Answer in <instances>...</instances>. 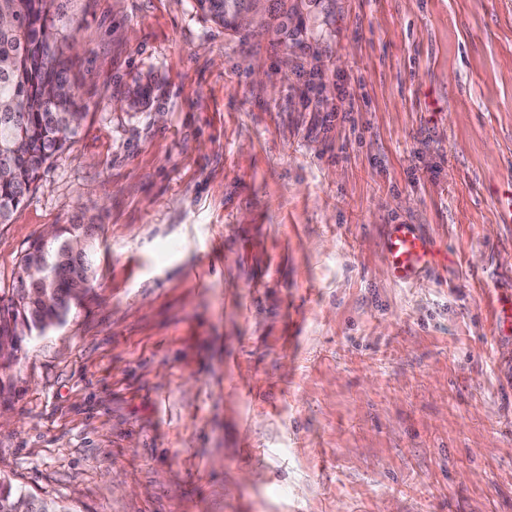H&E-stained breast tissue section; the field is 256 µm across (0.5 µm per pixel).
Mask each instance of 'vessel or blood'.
I'll return each mask as SVG.
<instances>
[{"instance_id": "b4317fda", "label": "vessel or blood", "mask_w": 512, "mask_h": 512, "mask_svg": "<svg viewBox=\"0 0 512 512\" xmlns=\"http://www.w3.org/2000/svg\"><path fill=\"white\" fill-rule=\"evenodd\" d=\"M440 246L417 234L411 225H394L384 242L385 261L395 281L409 283L431 267Z\"/></svg>"}]
</instances>
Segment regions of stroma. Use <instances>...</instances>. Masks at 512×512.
Here are the masks:
<instances>
[{
    "label": "stroma",
    "instance_id": "obj_1",
    "mask_svg": "<svg viewBox=\"0 0 512 512\" xmlns=\"http://www.w3.org/2000/svg\"><path fill=\"white\" fill-rule=\"evenodd\" d=\"M66 16L89 115L0 224V295L51 224L96 225V276L12 370L0 475L74 512H512V0H331L294 40ZM396 224L446 251L411 284Z\"/></svg>",
    "mask_w": 512,
    "mask_h": 512
}]
</instances>
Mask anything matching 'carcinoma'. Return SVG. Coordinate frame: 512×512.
<instances>
[{"mask_svg":"<svg viewBox=\"0 0 512 512\" xmlns=\"http://www.w3.org/2000/svg\"><path fill=\"white\" fill-rule=\"evenodd\" d=\"M322 0H197L199 9L224 30L240 33L236 19L262 6L258 30L276 34L303 31V16ZM48 0H0V224H7L24 202L41 171L62 155L87 116V106L70 79L63 45L72 37L56 25ZM70 224L58 229L54 240L25 251L19 269L25 270L33 251H42L45 273L54 286L37 298L22 287L0 298V358L10 367L33 335L64 324L74 304L93 282L92 256L74 257L66 248ZM70 512L55 502L40 501L0 477V512Z\"/></svg>","mask_w":512,"mask_h":512,"instance_id":"cac0c4a2","label":"carcinoma"}]
</instances>
